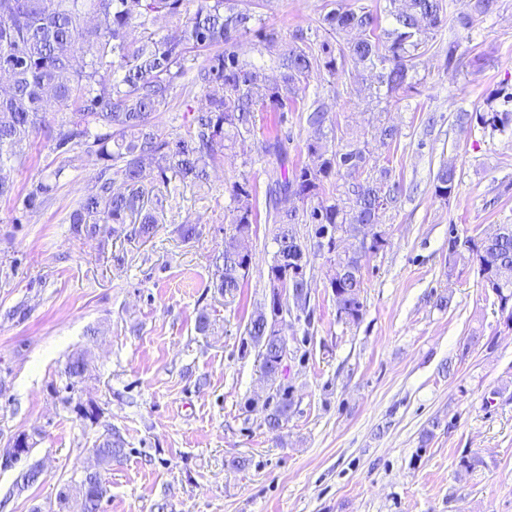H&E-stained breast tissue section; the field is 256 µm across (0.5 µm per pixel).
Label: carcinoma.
<instances>
[{
	"label": "carcinoma",
	"instance_id": "obj_1",
	"mask_svg": "<svg viewBox=\"0 0 512 512\" xmlns=\"http://www.w3.org/2000/svg\"><path fill=\"white\" fill-rule=\"evenodd\" d=\"M241 0H197L180 34L162 35L152 29L160 15L179 16L185 0H0V76L8 90L0 91V171L22 166L25 146L41 135L58 155L85 146L102 161L96 183L70 213L72 230L93 238L101 234H131L151 238L168 189L174 181L184 187L208 183L210 169L239 138L254 131L256 113L288 112L314 78L338 79L348 64L378 71L385 100L406 94L417 84L416 59L429 50L430 34L448 24L446 0H384L378 10L332 9L321 18L326 34L318 48L308 33L297 29L287 43L266 26L254 29L255 15L240 7ZM393 18V28L381 29V14ZM355 29L359 37L347 44L338 36ZM257 32L265 48L275 50L278 75L270 80L241 57L244 38ZM206 53L194 83L220 94L208 98L184 124V131H169L159 121L174 91L189 71L188 63ZM305 121L317 136L306 141L312 162L288 166V138L270 133L261 141L267 159V220L277 249H294L301 258L308 250L296 226L312 225L313 246L329 247L328 286L336 309L356 322L363 315L362 261L365 236L385 243L380 231L381 209L393 211L401 203L403 186L392 169L380 166L367 150L369 141L383 145L398 141L399 130L370 121L357 137L337 138L333 105L316 98L302 106ZM512 114H475L483 126L501 133ZM330 128L332 136L324 133ZM63 168L54 181L31 184L22 200L23 212L37 210L56 191ZM123 190H114L115 182ZM456 170L442 164L433 177L434 193L446 200L454 192ZM230 233L218 257V274L212 282L217 293L235 298L249 274V256L238 252L234 240L250 239L257 213L248 180L228 190ZM308 203L299 209L289 198ZM476 265L480 279L494 278L499 303H512V228L493 237L454 236L448 241V271L461 261ZM291 271L276 266L267 271L266 288L288 277V297L306 304V273L298 263ZM267 308L258 309L247 325L248 336L260 347L261 370L274 381L280 372V353L286 339L271 334L265 324ZM84 355L68 358L62 375L70 394L86 379ZM277 402L264 419L271 431L288 420V388H276ZM94 453L104 464L124 454L123 440L108 428ZM75 491L79 512H99L105 488L99 473L66 487L59 499Z\"/></svg>",
	"mask_w": 512,
	"mask_h": 512
}]
</instances>
